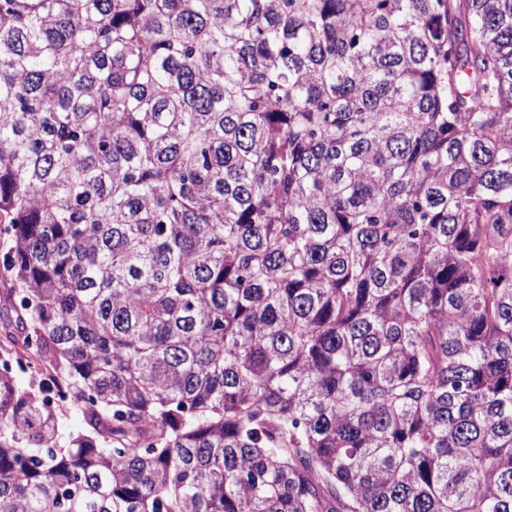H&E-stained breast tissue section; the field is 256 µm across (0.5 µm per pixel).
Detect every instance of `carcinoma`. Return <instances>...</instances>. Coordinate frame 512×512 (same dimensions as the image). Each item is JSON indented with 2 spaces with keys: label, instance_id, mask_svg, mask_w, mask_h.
Masks as SVG:
<instances>
[{
  "label": "carcinoma",
  "instance_id": "carcinoma-1",
  "mask_svg": "<svg viewBox=\"0 0 512 512\" xmlns=\"http://www.w3.org/2000/svg\"><path fill=\"white\" fill-rule=\"evenodd\" d=\"M0 227V512H512V0H0Z\"/></svg>",
  "mask_w": 512,
  "mask_h": 512
}]
</instances>
